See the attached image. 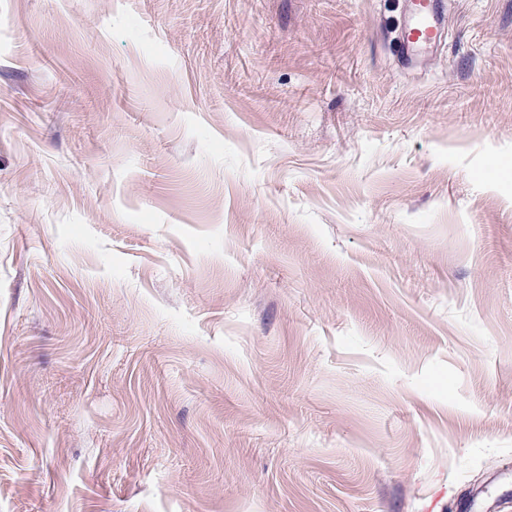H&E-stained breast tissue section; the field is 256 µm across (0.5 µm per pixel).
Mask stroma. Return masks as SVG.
I'll list each match as a JSON object with an SVG mask.
<instances>
[{
  "label": "stroma",
  "instance_id": "1",
  "mask_svg": "<svg viewBox=\"0 0 512 512\" xmlns=\"http://www.w3.org/2000/svg\"><path fill=\"white\" fill-rule=\"evenodd\" d=\"M0 0V512H512V0ZM434 0H408L412 23L400 33L402 57L406 64L415 60L417 53L435 44L442 36L441 18L430 8Z\"/></svg>",
  "mask_w": 512,
  "mask_h": 512
}]
</instances>
